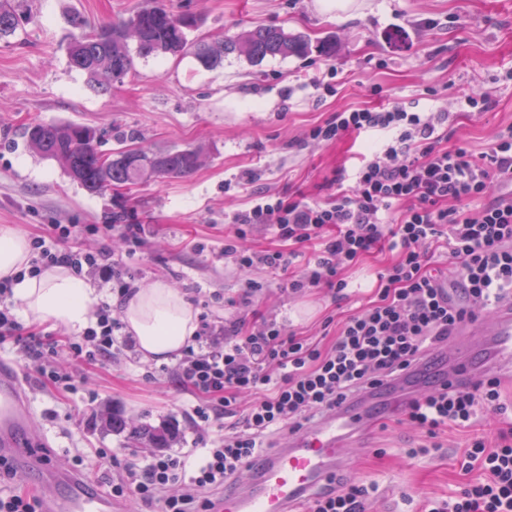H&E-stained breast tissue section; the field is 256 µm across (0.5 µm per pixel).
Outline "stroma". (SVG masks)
<instances>
[{
  "label": "stroma",
  "mask_w": 512,
  "mask_h": 512,
  "mask_svg": "<svg viewBox=\"0 0 512 512\" xmlns=\"http://www.w3.org/2000/svg\"><path fill=\"white\" fill-rule=\"evenodd\" d=\"M146 0H15L20 24L0 38V226L25 237L50 224H92L79 249L125 253L126 241L109 225L141 224L145 244L131 264L138 286L164 279L192 305L212 301L213 319L245 317L247 327L276 320L300 336H335L339 322L367 302L376 275L393 255L383 250L347 270L356 290L334 302L323 288L283 292L282 274L257 266L243 272L224 256L234 214L256 194L331 201L361 159L360 138L333 143L309 138L312 127L337 110L379 109L370 86L392 90L421 111L448 112L453 140L475 150L512 124V0H350L347 12L323 10L320 0H170L174 10L201 17L198 37L216 42L258 26H274L327 43L332 56L269 57L253 63L225 55L216 68L193 56L138 57L134 70L105 92L92 90L71 67L67 48L76 33L70 19L89 25L125 19ZM336 64L337 77L325 74ZM488 96L489 109L459 107L465 95ZM83 124L97 130L100 148L153 152L194 149L196 170L184 178H150L131 188L92 195L52 160L26 144L30 122ZM262 291L244 298L246 281ZM60 371L81 375L78 393L23 377L36 414L31 442L45 444L67 464L82 460V474L105 484L113 467L98 455L145 453L128 433L99 426L108 409L130 423L174 425L173 451L202 450L214 433L190 418L196 397L176 383L173 362H146L137 349H120L100 365L60 352ZM361 435L344 476L375 485L367 512H419L425 498H444L467 478L456 459L466 438L450 430L439 452L410 457L422 437L412 426L381 415Z\"/></svg>",
  "instance_id": "obj_1"
}]
</instances>
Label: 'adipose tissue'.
<instances>
[{
	"mask_svg": "<svg viewBox=\"0 0 512 512\" xmlns=\"http://www.w3.org/2000/svg\"><path fill=\"white\" fill-rule=\"evenodd\" d=\"M29 260L27 240L1 226L0 279H13V292L26 320L65 332L84 328L95 301L94 288L63 266L27 276ZM122 321L143 359L159 363L179 353L198 329L197 311L181 291L163 280L137 289L122 305Z\"/></svg>",
	"mask_w": 512,
	"mask_h": 512,
	"instance_id": "1",
	"label": "adipose tissue"
}]
</instances>
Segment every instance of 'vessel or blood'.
Segmentation results:
<instances>
[{
	"mask_svg": "<svg viewBox=\"0 0 512 512\" xmlns=\"http://www.w3.org/2000/svg\"><path fill=\"white\" fill-rule=\"evenodd\" d=\"M442 372L452 390L488 372L512 378V304L498 308L489 333L444 360ZM376 416L367 394L323 416L287 447L256 459L251 483L225 492L220 512H288L289 505L339 469L347 442L367 430ZM32 421L17 366L0 361V460L20 474H36L40 484L49 486L42 496V512H118L111 496L89 477L76 476L67 466L25 447Z\"/></svg>",
	"mask_w": 512,
	"mask_h": 512,
	"instance_id": "vessel-or-blood-1",
	"label": "vessel or blood"
}]
</instances>
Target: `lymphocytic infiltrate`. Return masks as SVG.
<instances>
[{"label": "lymphocytic infiltrate", "instance_id": "f902f5d3", "mask_svg": "<svg viewBox=\"0 0 512 512\" xmlns=\"http://www.w3.org/2000/svg\"><path fill=\"white\" fill-rule=\"evenodd\" d=\"M449 115L417 112L395 104L375 112L344 109L310 132L330 144L350 135L383 133L378 150L358 168L351 185L333 201L281 200L269 195L232 218L237 228L224 253L243 271L262 265L288 269L301 246L315 247L302 276L288 277L285 290L325 288L345 297L342 272L381 245L394 261L377 274L367 305L342 322L327 346L270 320L245 330L244 319L223 323L201 314L200 328L175 366L178 383L199 402L191 418L208 429L224 416H240L241 427L214 439L197 461L181 453H150L119 465L110 484L113 499L133 500L157 512H218L216 491L261 457L266 436L299 431L337 405L410 374L431 350L447 345L465 323L512 302V125L500 129L479 153L446 147ZM261 224L280 241L276 250L246 252L236 241L246 227ZM82 224H51L30 240V275L64 265L90 270L125 301L137 275L126 259L72 248ZM448 255L453 275L435 272ZM112 306L96 304L89 325L66 347L73 360L110 361L118 325ZM54 346L33 339L17 353L42 383L78 392L81 376L55 370ZM251 403L238 409L241 395ZM501 380L488 376L454 391L433 387L410 401L405 420L424 434L412 455L439 450L445 428L468 433L457 460L470 480L461 491L426 499L421 512H512V420L495 440L475 432L478 414H506ZM367 486L337 482L309 499L306 512H364ZM0 512H41L38 497L22 491V480L0 462Z\"/></svg>", "mask_w": 512, "mask_h": 512}]
</instances>
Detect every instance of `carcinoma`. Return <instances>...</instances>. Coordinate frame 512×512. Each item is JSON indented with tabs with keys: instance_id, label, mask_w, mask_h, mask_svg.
Returning a JSON list of instances; mask_svg holds the SVG:
<instances>
[{
	"instance_id": "obj_1",
	"label": "carcinoma",
	"mask_w": 512,
	"mask_h": 512,
	"mask_svg": "<svg viewBox=\"0 0 512 512\" xmlns=\"http://www.w3.org/2000/svg\"><path fill=\"white\" fill-rule=\"evenodd\" d=\"M71 24L79 30L68 46L70 65L88 77L94 87L121 82L134 69L127 40L134 27L143 33L136 44V55L147 58L157 54H191L206 68L223 62L224 55L238 52L258 63L267 57L305 56L311 42L277 27H257L244 31L214 46L202 39H188V32L200 26L189 12H177L165 0H147V5L127 19L87 28L75 15ZM16 11L0 0V37L15 33ZM96 130L79 125L33 122L26 127L27 145L43 158L59 164L73 181L88 193L101 195L112 188L130 187L144 178L186 177L196 168L197 154L191 149L149 152L144 149L129 154L118 149L110 154L99 150ZM131 438L152 448H167L175 432L150 427H135Z\"/></svg>"
}]
</instances>
